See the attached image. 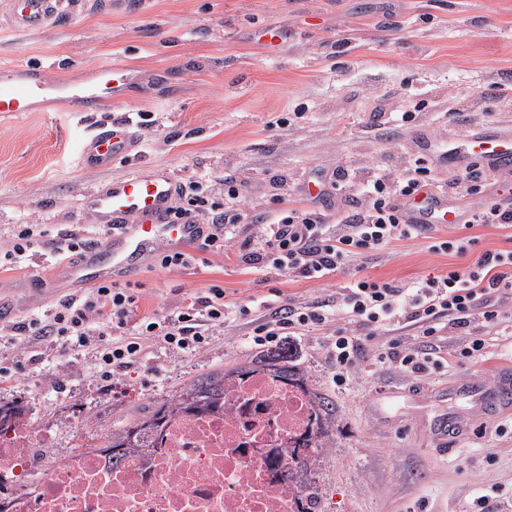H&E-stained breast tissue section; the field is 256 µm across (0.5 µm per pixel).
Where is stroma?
I'll use <instances>...</instances> for the list:
<instances>
[{"instance_id":"1","label":"stroma","mask_w":512,"mask_h":512,"mask_svg":"<svg viewBox=\"0 0 512 512\" xmlns=\"http://www.w3.org/2000/svg\"><path fill=\"white\" fill-rule=\"evenodd\" d=\"M288 40L270 52L259 27ZM41 70L55 80L88 82L96 68H125L130 81L97 112L52 98L30 112L0 113V254L20 224H36L46 241L25 257L0 263V308L8 321L51 310L69 294L55 241L75 233L106 240L107 229L83 196L115 178L165 169L177 182L202 180L222 195L225 172L247 185L250 220L274 206L312 209L334 221L333 198L321 180L336 168L392 170L410 153L448 140L464 142L479 128L512 131V0H146L103 12L95 5L60 14L45 30L13 28L0 10V68ZM415 112L399 127L382 112ZM132 124L131 154L110 167L78 162L80 140L97 125ZM434 226L430 239L392 243L364 264L326 280H287L256 271L235 256L199 254L187 270L148 262L136 276L138 314L170 306L187 293L220 286L232 302L281 294L289 303L335 298L364 274L409 284L461 265L431 251V238L459 235ZM54 282L33 297L30 275ZM245 321L228 322L197 355L154 350L116 397L93 376L89 360H60L44 351V375L26 367L0 383V399L19 400L57 458L90 445L78 434L87 416L120 423L174 395L184 382L217 367L259 358ZM327 338L297 337L299 360L336 408L333 446L316 479L324 512H463L491 484L512 488V434L487 441L466 432L440 454L431 420L456 409L449 391L459 380L489 385L512 366V322L487 343L483 361L420 377L368 365L336 387ZM67 364L64 388L48 374Z\"/></svg>"}]
</instances>
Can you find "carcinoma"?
<instances>
[{"label": "carcinoma", "mask_w": 512, "mask_h": 512, "mask_svg": "<svg viewBox=\"0 0 512 512\" xmlns=\"http://www.w3.org/2000/svg\"><path fill=\"white\" fill-rule=\"evenodd\" d=\"M255 366L265 367L275 375L288 380L304 382L308 376L295 355L278 354L251 361L230 370L218 369L190 379L169 399L142 417H131L112 428V458L119 462L145 443L153 429L175 410L187 407L205 409L224 395V378L230 374H243Z\"/></svg>", "instance_id": "carcinoma-1"}]
</instances>
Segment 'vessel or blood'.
Masks as SVG:
<instances>
[{
	"label": "vessel or blood",
	"instance_id": "1",
	"mask_svg": "<svg viewBox=\"0 0 512 512\" xmlns=\"http://www.w3.org/2000/svg\"><path fill=\"white\" fill-rule=\"evenodd\" d=\"M66 0H7L11 23L23 30L46 28L65 8ZM128 79L124 69L103 67L96 71L92 83L69 84L50 79L43 73L19 75L0 71V112H28L35 102L54 94L78 100L83 111L115 100L119 88ZM133 133L126 122L96 128L85 136L80 147L79 163L88 168L105 167L126 157L132 150ZM449 161L478 164L490 170L512 168V137L498 132L480 130L472 133L462 146L448 150ZM177 182L167 171L137 172L111 180L103 189L89 191L86 205L110 226L104 245L85 250L66 267L72 287L85 288L93 284L129 279L143 263L155 257L164 240L190 239L197 235L195 224H171L167 212L172 204ZM434 206L437 223L455 224L457 209L448 205L447 198H417L411 208L412 222L423 223V210ZM454 398L474 403L470 415L453 414L435 418L431 431L441 447L450 443L468 425L469 417L491 420L500 410L512 406V377L504 376L486 390L463 382L452 389Z\"/></svg>",
	"mask_w": 512,
	"mask_h": 512
}]
</instances>
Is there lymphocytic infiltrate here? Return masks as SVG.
<instances>
[{"label": "lymphocytic infiltrate", "instance_id": "obj_1", "mask_svg": "<svg viewBox=\"0 0 512 512\" xmlns=\"http://www.w3.org/2000/svg\"><path fill=\"white\" fill-rule=\"evenodd\" d=\"M329 185L340 197L335 222L314 211L283 208L241 241L236 230L248 215L241 204L245 186L236 172L225 173L220 200L210 198L202 182L178 184L168 221L203 225V234L196 252L163 249L157 260L165 268L187 269L195 264L197 251H231L251 268L319 280L364 262L392 242L423 238L432 230L411 223L407 210L414 196L439 185L424 157L390 171L339 169ZM475 243L468 234L431 242L432 251L467 258V265L447 273L409 285L360 276L334 300L303 306L284 300L230 303L223 289L212 288L207 295L141 315L132 288L107 282L61 298L45 317L15 324L6 334L18 355L33 364L38 361L34 348L45 341L54 342L62 357L91 355L96 374L116 390L123 387L124 372L139 364L148 349L201 353L229 320L241 318L253 326L250 343L264 349L287 344L314 327L324 330L337 386L345 385L365 359L417 375L443 368L450 358L461 365L479 361L487 349L486 331L505 318L499 300L512 295V250L474 254L470 248ZM475 323L482 327L476 334L470 331ZM409 327L415 335H406ZM448 329L470 331L471 337L463 347L445 351L440 336Z\"/></svg>", "mask_w": 512, "mask_h": 512}]
</instances>
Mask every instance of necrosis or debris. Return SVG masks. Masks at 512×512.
Segmentation results:
<instances>
[{"label": "necrosis or debris", "mask_w": 512, "mask_h": 512, "mask_svg": "<svg viewBox=\"0 0 512 512\" xmlns=\"http://www.w3.org/2000/svg\"><path fill=\"white\" fill-rule=\"evenodd\" d=\"M0 432L7 479L31 444L23 416ZM309 386L257 368L224 382V403L168 416L138 454L92 448L55 463L0 512H321L306 468L319 444Z\"/></svg>", "instance_id": "necrosis-or-debris-1"}]
</instances>
